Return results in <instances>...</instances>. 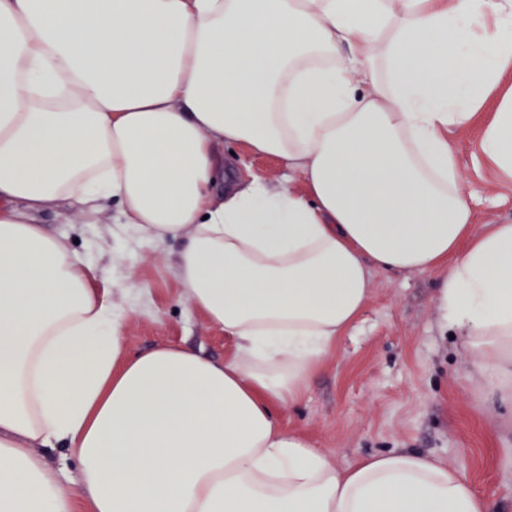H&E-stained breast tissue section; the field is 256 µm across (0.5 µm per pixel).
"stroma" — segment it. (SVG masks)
<instances>
[{
	"mask_svg": "<svg viewBox=\"0 0 512 512\" xmlns=\"http://www.w3.org/2000/svg\"><path fill=\"white\" fill-rule=\"evenodd\" d=\"M478 129H449L459 156L462 189L481 224H512V187L500 193L497 168L475 149ZM239 174L280 180L284 169L247 145L226 147ZM118 212L104 205L80 214L67 206L33 216L46 232L69 235L92 267L99 288L134 279L146 291L130 297L136 312L124 327L135 352L172 343L214 360L233 350L181 295L172 264L181 244L139 243L123 231ZM121 253L113 262L112 253ZM437 275H377L372 296L296 404L282 411L288 429L302 433L339 466L391 449H408L454 468L474 490L493 497L499 512H512V408L479 393L477 358L457 337L442 332Z\"/></svg>",
	"mask_w": 512,
	"mask_h": 512,
	"instance_id": "35a3bbf8",
	"label": "stroma"
}]
</instances>
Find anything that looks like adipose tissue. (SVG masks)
Here are the masks:
<instances>
[{"label": "adipose tissue", "mask_w": 512, "mask_h": 512, "mask_svg": "<svg viewBox=\"0 0 512 512\" xmlns=\"http://www.w3.org/2000/svg\"><path fill=\"white\" fill-rule=\"evenodd\" d=\"M501 84L479 147L512 176V0H0V512H497L417 452L339 467L276 409L375 273L435 271L442 330L512 406V224H475L446 138ZM235 143L303 192L226 175ZM106 201L182 241L231 356L129 352L140 284L113 302L26 218ZM43 456L56 467L62 468L66 481L65 485H72L77 480L78 468L76 460L65 454L62 448H46L42 451Z\"/></svg>", "instance_id": "adipose-tissue-1"}]
</instances>
